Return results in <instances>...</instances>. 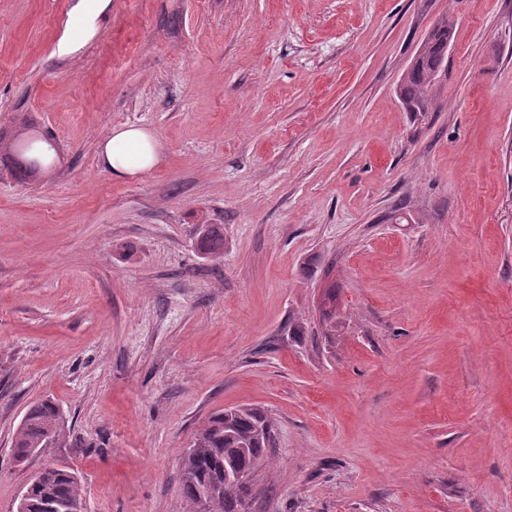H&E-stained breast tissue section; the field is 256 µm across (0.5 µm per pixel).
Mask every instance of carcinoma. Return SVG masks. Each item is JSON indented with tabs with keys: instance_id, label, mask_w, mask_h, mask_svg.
Masks as SVG:
<instances>
[{
	"instance_id": "obj_1",
	"label": "carcinoma",
	"mask_w": 512,
	"mask_h": 512,
	"mask_svg": "<svg viewBox=\"0 0 512 512\" xmlns=\"http://www.w3.org/2000/svg\"><path fill=\"white\" fill-rule=\"evenodd\" d=\"M454 22L444 16L434 27L431 37L420 49L417 63L401 79L398 93L412 112H427L432 108L431 87L436 69L448 52V38ZM21 149L23 155L36 161L32 167L13 165L24 177L53 164L48 154L20 137L11 142L6 158ZM206 258L217 260L224 252V233L218 224H206L198 242ZM274 422L267 411L253 406H240L214 413L196 432L181 458L182 490L186 512H198V490L210 488L209 512H251V504L259 493L256 473L269 462ZM64 438L59 408L49 399L32 405L22 420L13 440L14 456L27 455L50 443L60 444ZM251 473L240 480L235 472ZM30 501H82L86 497L79 477L68 470L54 474L48 483L29 485Z\"/></svg>"
}]
</instances>
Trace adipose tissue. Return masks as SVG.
Instances as JSON below:
<instances>
[{"label": "adipose tissue", "instance_id": "1", "mask_svg": "<svg viewBox=\"0 0 512 512\" xmlns=\"http://www.w3.org/2000/svg\"><path fill=\"white\" fill-rule=\"evenodd\" d=\"M101 165L118 177L150 172L161 161V147L148 130L124 125L112 128L100 146Z\"/></svg>", "mask_w": 512, "mask_h": 512}]
</instances>
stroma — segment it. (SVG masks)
I'll return each instance as SVG.
<instances>
[{"instance_id": "obj_1", "label": "stroma", "mask_w": 512, "mask_h": 512, "mask_svg": "<svg viewBox=\"0 0 512 512\" xmlns=\"http://www.w3.org/2000/svg\"><path fill=\"white\" fill-rule=\"evenodd\" d=\"M123 124L151 173L100 165ZM24 127L57 156L0 159V512L46 466L87 512H184V448L243 405L275 422L253 512H512V0H0ZM43 399L64 441L17 464ZM453 27V20L443 16L420 49L417 63L413 66V61V68L400 79L398 93L411 112H429L432 108L433 77L448 52V38L453 34ZM161 161V147L148 130L124 125L112 128L100 146L99 162L117 177L150 172ZM200 252L206 258L220 259L224 252V233L218 224H205L198 242Z\"/></svg>"}]
</instances>
